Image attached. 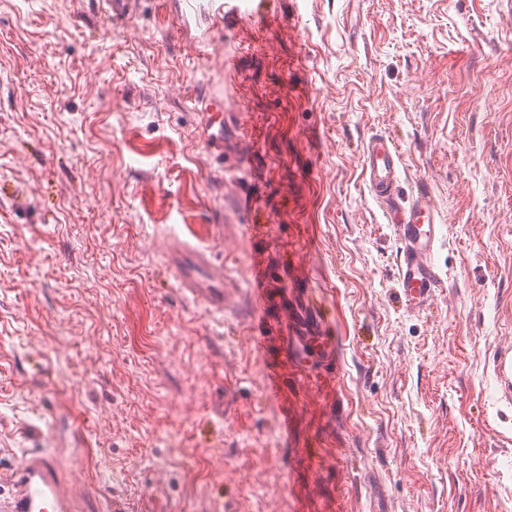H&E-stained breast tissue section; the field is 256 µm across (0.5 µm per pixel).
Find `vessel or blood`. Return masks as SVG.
I'll use <instances>...</instances> for the list:
<instances>
[{
  "instance_id": "obj_1",
  "label": "vessel or blood",
  "mask_w": 512,
  "mask_h": 512,
  "mask_svg": "<svg viewBox=\"0 0 512 512\" xmlns=\"http://www.w3.org/2000/svg\"><path fill=\"white\" fill-rule=\"evenodd\" d=\"M363 157L370 190L385 209L389 223L396 225L403 243L398 269L401 302L410 309L426 308L441 285L433 261L439 216L427 197L406 200L399 196V152L392 138L370 139L364 145ZM165 255L181 290L210 313H223V266L214 264L206 251L186 244L168 245ZM318 307L316 298L307 297L293 308L287 322V342L293 351L307 350L316 331ZM2 484L10 493L0 498V512H76L73 484L58 473L46 454L29 453L13 470L0 472Z\"/></svg>"
}]
</instances>
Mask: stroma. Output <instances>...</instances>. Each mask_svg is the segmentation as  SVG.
I'll use <instances>...</instances> for the list:
<instances>
[{
  "mask_svg": "<svg viewBox=\"0 0 512 512\" xmlns=\"http://www.w3.org/2000/svg\"><path fill=\"white\" fill-rule=\"evenodd\" d=\"M221 97L224 153L206 103ZM376 135L442 222L402 306ZM224 265V315L164 248ZM323 297L335 364L252 286ZM512 0H0V469L81 512H512ZM2 484L10 488L9 496L1 499L2 512H76L73 484L56 470L50 456L31 452L19 466L0 472Z\"/></svg>",
  "mask_w": 512,
  "mask_h": 512,
  "instance_id": "1",
  "label": "stroma"
}]
</instances>
